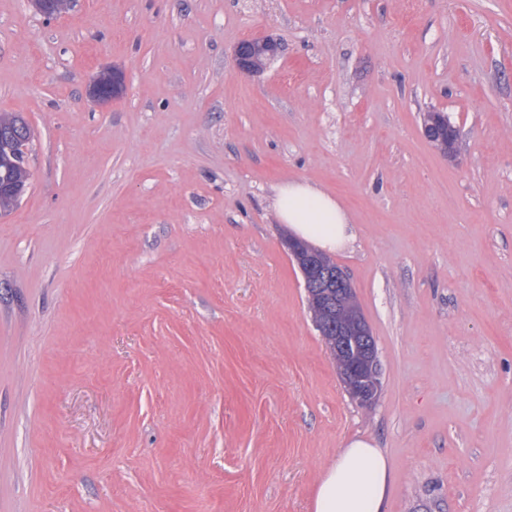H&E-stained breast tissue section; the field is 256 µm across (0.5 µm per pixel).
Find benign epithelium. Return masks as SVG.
Wrapping results in <instances>:
<instances>
[{"instance_id": "7a95c632", "label": "benign epithelium", "mask_w": 512, "mask_h": 512, "mask_svg": "<svg viewBox=\"0 0 512 512\" xmlns=\"http://www.w3.org/2000/svg\"><path fill=\"white\" fill-rule=\"evenodd\" d=\"M278 40L264 36L241 42L235 51L239 70L252 72L256 70L254 52H259L270 61L280 54ZM121 78L112 76L106 82H96L89 94L99 101H108L115 95ZM423 134L432 144L448 140V156L455 153L456 130L443 117L436 122L423 124ZM288 249L302 272L305 285L315 287V292L328 311V319L323 323L325 332L335 331L336 354L342 358L345 368L340 377L349 395L358 402H375L380 395L379 363L376 341L361 310L354 309L346 317L336 316L334 312L344 300L354 294L352 282L341 269L323 267L320 256L314 251L299 255L300 248L293 241L288 242Z\"/></svg>"}]
</instances>
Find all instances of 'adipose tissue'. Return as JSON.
Wrapping results in <instances>:
<instances>
[{
    "label": "adipose tissue",
    "instance_id": "1",
    "mask_svg": "<svg viewBox=\"0 0 512 512\" xmlns=\"http://www.w3.org/2000/svg\"><path fill=\"white\" fill-rule=\"evenodd\" d=\"M276 215L299 240L319 250L336 252L355 238L347 211L330 193L304 181L280 184L274 199ZM391 487V465L367 439L348 441L324 471L312 512H383Z\"/></svg>",
    "mask_w": 512,
    "mask_h": 512
}]
</instances>
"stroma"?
I'll return each instance as SVG.
<instances>
[{
  "mask_svg": "<svg viewBox=\"0 0 512 512\" xmlns=\"http://www.w3.org/2000/svg\"><path fill=\"white\" fill-rule=\"evenodd\" d=\"M261 36L281 53L241 72ZM1 112L34 139L0 215V512H311L355 437L386 512H512V0H0ZM288 181L356 226L332 259L371 408L308 309ZM280 50L278 40L270 36L243 41L235 51L237 67L241 71H256L254 51H258L264 57L266 65L268 61L280 54ZM441 117L442 118L439 119L438 122H424L422 131L425 138L434 145L442 142L443 138L447 137L448 157H452L455 153L456 130L450 123H448L445 116Z\"/></svg>",
  "mask_w": 512,
  "mask_h": 512,
  "instance_id": "stroma-1",
  "label": "stroma"
}]
</instances>
